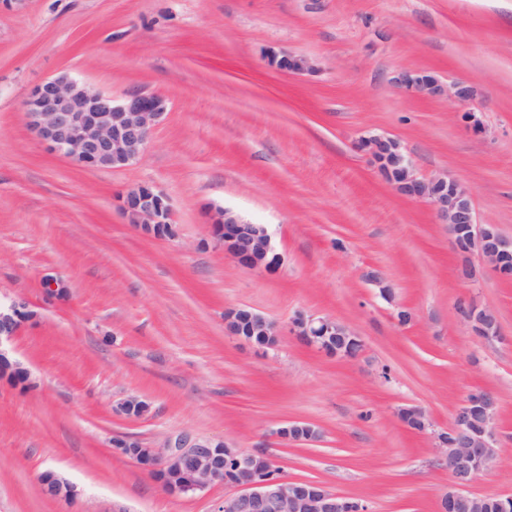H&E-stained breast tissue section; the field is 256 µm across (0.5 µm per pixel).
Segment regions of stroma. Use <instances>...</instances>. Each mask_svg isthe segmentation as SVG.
Segmentation results:
<instances>
[{
	"mask_svg": "<svg viewBox=\"0 0 512 512\" xmlns=\"http://www.w3.org/2000/svg\"><path fill=\"white\" fill-rule=\"evenodd\" d=\"M275 53L314 69L278 70ZM403 68L468 84L473 97L406 94L391 82ZM66 73L117 99L166 98L138 160L84 168L29 135L27 90ZM369 135L399 139L419 175L457 180L479 222L512 237V0L0 9V299L27 306L9 347L35 383L0 380V512H215L232 486L172 496L112 447L184 433L270 456L280 477L321 482L371 512H436L450 477L432 435L481 389L499 401L497 457L469 490L512 495V278L476 254L463 278L432 206L397 193L358 149ZM142 183L168 198L175 237L125 223L117 197ZM218 208L267 227L275 271L225 254ZM466 305L495 312L497 338L461 319ZM241 306L277 325V347L225 335V311ZM300 314L348 325L358 355L305 345L289 332ZM130 397L149 412L117 414ZM413 405L426 432L397 416ZM292 420L319 427L318 441L280 440ZM49 468L75 500L42 495Z\"/></svg>",
	"mask_w": 512,
	"mask_h": 512,
	"instance_id": "35a3bbf8",
	"label": "stroma"
}]
</instances>
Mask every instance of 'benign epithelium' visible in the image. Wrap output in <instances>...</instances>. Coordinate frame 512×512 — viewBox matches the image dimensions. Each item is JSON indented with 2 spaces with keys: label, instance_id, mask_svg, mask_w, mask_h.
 Wrapping results in <instances>:
<instances>
[{
  "label": "benign epithelium",
  "instance_id": "1",
  "mask_svg": "<svg viewBox=\"0 0 512 512\" xmlns=\"http://www.w3.org/2000/svg\"><path fill=\"white\" fill-rule=\"evenodd\" d=\"M272 62L295 74L311 70L308 59L301 56L275 55ZM396 84L419 97L451 94L465 100L472 95L469 87L448 85L425 71H402ZM24 107L30 132L50 151L82 167L113 170L145 153L167 102L160 95L140 91L115 100L60 75L35 85ZM358 148L397 191L431 204L439 219L449 225L459 253L475 251L501 277H512V239L492 224L477 222L471 198L458 181L446 174L419 176L410 157L393 138L371 135L362 138ZM118 202L127 223L141 233L155 238L175 235L169 201L153 185H137L121 194ZM213 229L224 244V252L239 265L265 271L278 265L280 257L263 225L244 222L224 209L216 212ZM460 316L478 335L497 337V321L491 312L463 309ZM28 317L25 303L0 300V341L12 339ZM290 332L332 356H350L349 343L355 340L349 327L330 317L298 315ZM224 335L269 349L275 346L279 330L263 315L239 307L225 314ZM4 378L24 389L32 386L29 372L0 348V379ZM399 416L410 421L418 432L426 428V414L417 406L401 409ZM497 419L493 394L481 390L456 407L452 427L436 436L435 447L446 456L452 476L448 491L440 499L439 512H512V496L499 495L493 501L488 495L468 491L476 474L490 468L496 459ZM277 435L284 440H312L318 432L307 423L291 422L279 428ZM113 447L151 473L164 476L172 486V495L200 491L214 483L236 487L237 492L225 496L216 512H369L362 501L333 493L317 482L283 479L277 476L271 458L241 451L221 440H199L183 434L162 448H146L139 440L129 438L113 441ZM40 484L47 497L67 500L75 496L73 486L52 470L43 474Z\"/></svg>",
  "mask_w": 512,
  "mask_h": 512
}]
</instances>
